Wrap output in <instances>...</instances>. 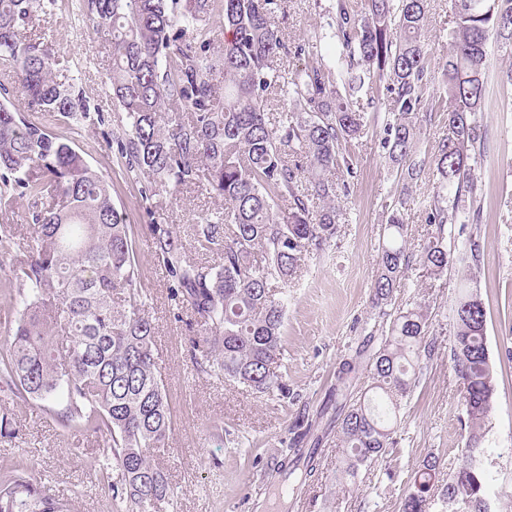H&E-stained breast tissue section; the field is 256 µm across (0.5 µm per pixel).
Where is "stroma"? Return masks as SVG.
I'll return each mask as SVG.
<instances>
[{"instance_id":"1","label":"stroma","mask_w":512,"mask_h":512,"mask_svg":"<svg viewBox=\"0 0 512 512\" xmlns=\"http://www.w3.org/2000/svg\"><path fill=\"white\" fill-rule=\"evenodd\" d=\"M332 2L284 0L276 23L288 45L326 28ZM448 20V0H429L430 66L424 96L432 103L443 93ZM35 32L46 35L61 67L74 75L91 105L88 118L76 127L50 114L39 113L35 119L73 141L107 181L140 258V286L157 331V375L173 413L167 445L155 459L174 489L160 512H400L409 480L426 456H439L450 466L465 451L461 392L448 344L457 292L468 278L486 309L487 346L497 379V403L486 424L482 457L491 477L485 497L491 512H512V89L498 82L500 70L512 67V52L496 39L487 43L489 94L477 115L484 149L475 165L480 221L448 228L451 242L476 238L480 261L456 255L447 274L435 279L412 266L393 296L401 309L428 307L427 337L438 345L434 357L424 360L420 382L400 412L396 447L345 485L336 478L342 458L336 436L323 434L317 480L302 485L296 500L282 502L278 468L296 425L309 422L313 433L322 434L317 413L336 383L339 363L360 338L379 327L371 288L387 208L401 187L382 146L384 87L361 92L357 101L367 127L349 148L354 175L336 240L308 254L294 280L276 285L288 297L280 371L290 394H256L222 372L197 371L190 349L197 327L186 305L172 297L171 279L149 246L150 226L170 224L188 259L208 261V254L197 248L195 230L203 216L224 210L223 200L197 187L175 197L153 193L147 175L127 170L117 149L126 115L113 104L106 85L109 47L93 36L79 0H58L53 15ZM432 187L428 173L412 186L406 248L415 257L429 229L425 206ZM1 404L8 407L9 423L0 424V469L25 461L28 477L70 500L72 512H119L111 494L98 484L101 439L63 432L39 402L16 403L0 390Z\"/></svg>"}]
</instances>
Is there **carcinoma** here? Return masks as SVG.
Segmentation results:
<instances>
[{
    "mask_svg": "<svg viewBox=\"0 0 512 512\" xmlns=\"http://www.w3.org/2000/svg\"><path fill=\"white\" fill-rule=\"evenodd\" d=\"M57 0H0V64L11 69L27 108L80 123L88 109L73 79L63 74L47 44L28 37L34 8L53 14ZM94 32L112 48V99L126 112L118 142L127 168L152 177L156 189L177 192L202 182L224 199L216 219L197 225L202 251L222 250L219 266L187 259L170 224L150 226L154 256L171 277V293L196 316L191 339L201 372L266 395L287 392L272 364L283 355L285 297L271 282L294 277L304 256L336 239L338 199L350 192L353 168L346 145L365 130L364 113L349 98L375 81L389 101L383 148L416 180L425 170L414 152L423 118L428 73L426 0H365L357 14L345 0L328 11V30L295 53L312 62L287 76L277 69L287 49L275 17L281 0H83ZM223 18L228 37L219 60L208 55L211 22ZM448 137L432 156L433 193L425 222L434 227L423 248L426 273L439 277L452 263L445 227L465 216L478 221L472 162L484 144L476 120L488 94L489 35L512 48V0H450ZM280 91L289 108L270 117L267 92ZM308 178L310 190L302 188ZM57 201L32 212L34 231L25 259L0 280V296L16 313L0 342V382L20 402L39 400L66 433L103 440L102 488L125 512H157L174 495L148 455L172 430L169 397L156 374L154 323L145 309L139 258L112 203L108 183L72 142L0 103V208L25 199ZM320 205H314V201ZM402 188L387 212L372 285L373 304L388 316L409 269ZM428 311L391 315L377 347L366 343L345 359L320 416L336 425L342 473L356 478L393 446L403 402L434 354L426 340ZM461 385L468 427L466 451L448 473L441 512H489L482 468L485 421L496 383L486 343V311L472 287L458 295L454 337L448 344ZM372 372L363 399L347 403L362 364ZM317 449L292 441L283 473H316ZM441 460L427 456L411 477L401 512H429ZM0 512H69L19 473L0 472Z\"/></svg>",
    "mask_w": 512,
    "mask_h": 512,
    "instance_id": "cac0c4a2",
    "label": "carcinoma"
}]
</instances>
